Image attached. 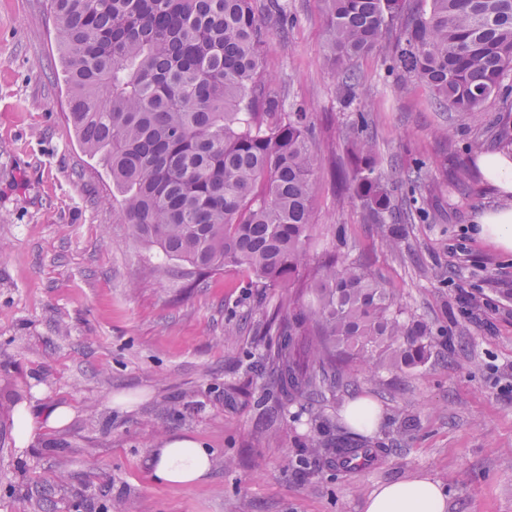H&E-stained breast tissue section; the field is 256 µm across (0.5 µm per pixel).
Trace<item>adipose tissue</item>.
<instances>
[{
    "instance_id": "1",
    "label": "adipose tissue",
    "mask_w": 512,
    "mask_h": 512,
    "mask_svg": "<svg viewBox=\"0 0 512 512\" xmlns=\"http://www.w3.org/2000/svg\"><path fill=\"white\" fill-rule=\"evenodd\" d=\"M477 166L499 197L495 208L477 216L480 234L498 247L512 251V148L481 154ZM73 417V409L66 405L47 408L40 415L20 409L16 426L18 446H29L37 431L67 426ZM146 466L154 482L190 487L208 477L212 454L196 440L170 436L151 448ZM447 508L445 490L425 474L382 485L364 503V512H447Z\"/></svg>"
}]
</instances>
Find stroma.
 <instances>
[{
	"label": "stroma",
	"instance_id": "obj_1",
	"mask_svg": "<svg viewBox=\"0 0 512 512\" xmlns=\"http://www.w3.org/2000/svg\"><path fill=\"white\" fill-rule=\"evenodd\" d=\"M289 23L256 0L269 30L264 68L280 112L315 127V224L324 244L359 258L412 312L436 347L416 371H380L337 390L311 420L266 389L249 366L280 291L226 270L189 286L168 266L146 274L152 249L112 209V178L65 119L67 88L49 0H0V403L66 404L69 426L17 447L0 421V512H363L379 486L424 473L448 493L447 512H512V251L476 232L498 198L475 159L503 146L512 112H446L428 88L362 56L355 101L326 60L323 0H282ZM364 107L378 168L404 205L400 178L415 161L428 220L387 248L360 202L335 191L347 161L342 132ZM237 329L224 340V329ZM358 396L382 413L359 434L370 456L343 469L305 459L318 433L346 430ZM177 435L213 452L208 479L154 483L144 460Z\"/></svg>",
	"mask_w": 512,
	"mask_h": 512
}]
</instances>
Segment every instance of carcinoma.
<instances>
[{"label":"carcinoma","mask_w":512,"mask_h":512,"mask_svg":"<svg viewBox=\"0 0 512 512\" xmlns=\"http://www.w3.org/2000/svg\"><path fill=\"white\" fill-rule=\"evenodd\" d=\"M329 59L351 98L353 62L389 44L448 112L508 97L512 0H324ZM68 87V121L112 176L119 223L201 281L223 269L281 295L253 365L269 390L314 416L353 376L426 365L433 326L358 262L316 243L318 147L301 109L278 114L262 87L267 42L254 0H50ZM363 115L346 127L334 174L380 227L392 193L377 172Z\"/></svg>","instance_id":"obj_1"}]
</instances>
